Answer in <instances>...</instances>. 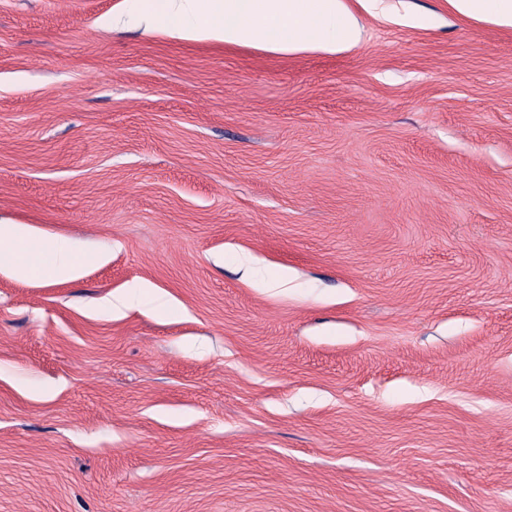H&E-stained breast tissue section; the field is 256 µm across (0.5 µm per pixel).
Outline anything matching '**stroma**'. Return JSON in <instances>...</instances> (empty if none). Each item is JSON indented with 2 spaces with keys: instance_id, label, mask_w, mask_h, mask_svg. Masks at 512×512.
Listing matches in <instances>:
<instances>
[{
  "instance_id": "1",
  "label": "stroma",
  "mask_w": 512,
  "mask_h": 512,
  "mask_svg": "<svg viewBox=\"0 0 512 512\" xmlns=\"http://www.w3.org/2000/svg\"><path fill=\"white\" fill-rule=\"evenodd\" d=\"M126 12L0 0V223L86 258L0 270V512H512V32ZM147 33L272 53L342 54L362 41L350 0H133ZM49 254L51 260L48 267L53 274L67 280L78 277L79 264L73 258L76 254L67 243L57 242Z\"/></svg>"
}]
</instances>
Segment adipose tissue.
Returning <instances> with one entry per match:
<instances>
[{
	"label": "adipose tissue",
	"instance_id": "adipose-tissue-1",
	"mask_svg": "<svg viewBox=\"0 0 512 512\" xmlns=\"http://www.w3.org/2000/svg\"><path fill=\"white\" fill-rule=\"evenodd\" d=\"M460 21L512 32V0H447ZM386 15L392 0H133L131 15L146 32L187 41H213L272 53L342 54L362 41L357 9ZM37 230L0 224V265L25 277L49 266L58 277L77 278L72 248L57 242L50 262L32 246Z\"/></svg>",
	"mask_w": 512,
	"mask_h": 512
}]
</instances>
